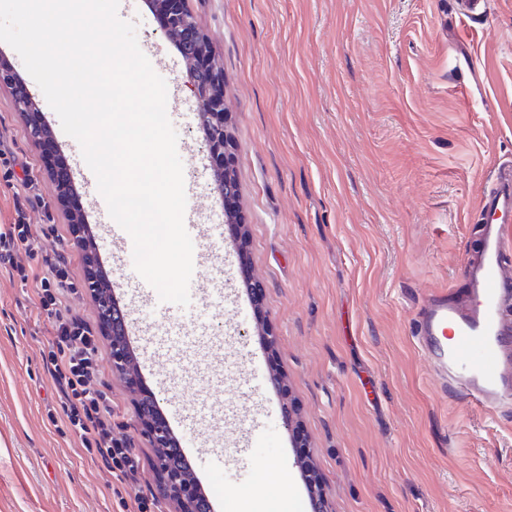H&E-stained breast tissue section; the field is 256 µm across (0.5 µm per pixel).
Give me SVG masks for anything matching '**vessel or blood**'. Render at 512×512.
I'll return each mask as SVG.
<instances>
[{
    "label": "vessel or blood",
    "mask_w": 512,
    "mask_h": 512,
    "mask_svg": "<svg viewBox=\"0 0 512 512\" xmlns=\"http://www.w3.org/2000/svg\"><path fill=\"white\" fill-rule=\"evenodd\" d=\"M487 220L481 248L468 272L460 297L429 295L414 327L418 345L443 373L455 396L486 412L512 405V244L500 231L512 222V169L503 171L484 194ZM94 207L105 217L107 236L123 251L133 249L130 235L107 215L102 196Z\"/></svg>",
    "instance_id": "1"
}]
</instances>
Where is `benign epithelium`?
I'll use <instances>...</instances> for the list:
<instances>
[{
  "instance_id": "obj_1",
  "label": "benign epithelium",
  "mask_w": 512,
  "mask_h": 512,
  "mask_svg": "<svg viewBox=\"0 0 512 512\" xmlns=\"http://www.w3.org/2000/svg\"><path fill=\"white\" fill-rule=\"evenodd\" d=\"M148 3L163 19L161 32L165 39L190 65L188 87L197 100L201 112L205 131L204 148L216 167L219 193L224 198L236 197L238 188L231 186L230 182L233 175L230 171V155L227 151L225 134L227 114L224 111V97L219 91L223 83L222 70L209 52L200 49L189 51L188 45L194 40V33L200 32V29L186 7V0H148ZM1 83L14 87L17 107L28 116L32 137L41 148H46L52 142L50 132L21 79L10 71L0 69ZM52 176L60 190L61 201L68 205L71 222L75 225L85 223L84 211L71 207L75 190L67 169L56 167L52 171ZM87 264L89 265V284L98 297L104 332L112 337V364L124 372L128 385L136 388L140 386V381L127 370L129 351L124 313L106 288L105 278L94 267L92 257H87ZM139 410L144 419L146 434L153 446L165 449V452L159 455L157 467L161 492L177 500L182 512H199V509L204 507L203 501L194 493L193 481L183 467L180 455L171 450L170 431L166 424L159 420L160 401L144 391L142 400L139 401ZM296 465L309 488L311 512H329L319 477L311 474L303 459H297Z\"/></svg>"
}]
</instances>
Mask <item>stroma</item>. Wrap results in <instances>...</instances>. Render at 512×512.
I'll use <instances>...</instances> for the list:
<instances>
[{"mask_svg":"<svg viewBox=\"0 0 512 512\" xmlns=\"http://www.w3.org/2000/svg\"><path fill=\"white\" fill-rule=\"evenodd\" d=\"M459 0H187L224 72V108L239 185L242 229L225 221L207 166L195 98L179 90L183 165L205 162L196 199L224 227V297L176 308L205 321L220 342L186 350V374L153 358L146 388L166 377L164 409L198 414L183 445L224 454L231 502L257 512H310L283 405L308 443L330 512H512V408L473 409L445 395L418 347L414 318L436 290L462 292L479 248L481 200L499 167L512 165V0H487L480 21ZM60 154L67 136L18 53L0 42ZM0 224L17 211L43 234L17 260L40 270L64 251L80 284L68 304L100 328L87 287L94 254L112 294L137 281L109 259L106 242L74 243L68 210L11 85H0ZM260 281L252 299L238 273ZM33 289L0 270V512H133L134 501L69 429L43 358L51 338ZM272 332L269 364L261 336ZM97 388L112 397L114 435L141 459L140 485L160 495L158 451L143 431L140 396L112 366L101 338ZM280 370L288 387L268 381ZM263 412L270 434L242 464L238 417Z\"/></svg>","mask_w":512,"mask_h":512,"instance_id":"35a3bbf8","label":"stroma"}]
</instances>
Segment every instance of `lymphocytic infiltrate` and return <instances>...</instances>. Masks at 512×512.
<instances>
[{
	"label": "lymphocytic infiltrate",
	"instance_id": "obj_1",
	"mask_svg": "<svg viewBox=\"0 0 512 512\" xmlns=\"http://www.w3.org/2000/svg\"><path fill=\"white\" fill-rule=\"evenodd\" d=\"M39 239L38 228L24 219L1 224L0 269L16 277L21 287H34L38 308L49 321L52 340L44 358L52 366L69 427L89 455L100 459L121 484L135 489L137 512H163L156 497L137 490L140 460L130 441L112 434V398L95 386L100 373L98 337L68 305L78 288L66 260L44 256L45 272L39 277L16 259L19 250H34Z\"/></svg>",
	"mask_w": 512,
	"mask_h": 512
}]
</instances>
